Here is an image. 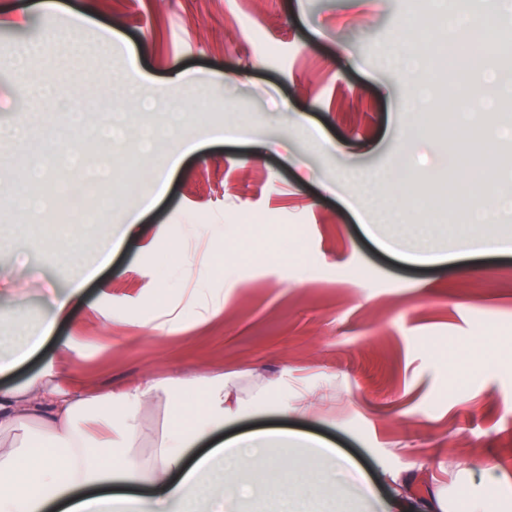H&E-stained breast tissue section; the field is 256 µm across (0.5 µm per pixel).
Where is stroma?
Here are the masks:
<instances>
[{
    "instance_id": "35a3bbf8",
    "label": "stroma",
    "mask_w": 512,
    "mask_h": 512,
    "mask_svg": "<svg viewBox=\"0 0 512 512\" xmlns=\"http://www.w3.org/2000/svg\"><path fill=\"white\" fill-rule=\"evenodd\" d=\"M0 0V51L40 43L25 74L0 69V124L22 129L0 140V350L19 330L40 331L51 292L98 266V241L73 213L52 209L26 224L19 193L91 184L111 167L113 216L153 196V158L139 135L162 128L150 105L170 76L187 71L203 84L183 102L186 155L139 232L98 266L81 301L40 352L0 384H23L47 362L95 395L145 380L230 375L244 406L233 434L287 427L328 439L359 461L377 493L388 472H409V493L480 492L483 474L464 462L489 457L502 477L498 512H512V254L465 255L452 224L490 192L467 197L466 164L436 157L434 141L461 136L448 104L473 108L438 63L448 17L459 0ZM429 34L433 92L412 101L416 74L387 56L407 21ZM78 23L69 47L53 26ZM116 30L126 47L106 52L99 34ZM83 92L82 148L74 164L60 142L74 134L69 105L33 114V90ZM235 129L233 143L210 130ZM416 136L410 190L416 215L436 228L450 262L419 267L384 253L355 212L361 202L343 169L393 171L401 141ZM154 197V196H153ZM78 249L59 261L57 238ZM230 268L233 280L222 270ZM22 296H14V289ZM485 334L490 361L475 376L458 368ZM71 352L61 353V343ZM306 390L308 412L267 414L268 384ZM177 413L149 405L133 451L150 465L153 442ZM407 471V470H406Z\"/></svg>"
}]
</instances>
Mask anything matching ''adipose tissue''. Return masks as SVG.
<instances>
[{"mask_svg": "<svg viewBox=\"0 0 512 512\" xmlns=\"http://www.w3.org/2000/svg\"><path fill=\"white\" fill-rule=\"evenodd\" d=\"M502 199L485 196L480 205L478 236H464L459 246L469 254L504 253L512 247L500 236L496 221ZM396 231L379 245L397 250L401 231L414 228L417 241L406 258L418 265H440L447 257L438 249L429 225H409L391 216ZM81 282L57 296L50 320L40 333L19 331L9 358H0V376L12 373L39 352L57 321L66 319L81 298ZM59 371L46 366L25 383L0 390V438L37 426L43 446L33 453L29 444L0 451V512H242L243 502L272 501L278 512H448L444 492L418 498L404 492L400 474L390 476L392 493L376 499L360 481L345 480L350 462L318 439L284 428L270 427L222 438L224 424L236 415L230 381L214 377L204 392L202 416L164 429L154 448L145 478L148 494L126 489V477L140 464L130 452L139 434L141 410L149 403L177 404L167 384L147 381L117 394L96 397L83 389L62 390ZM120 404L123 418L112 415ZM257 454L253 468H242L247 450ZM331 491L317 498L319 488Z\"/></svg>", "mask_w": 512, "mask_h": 512, "instance_id": "1", "label": "adipose tissue"}]
</instances>
